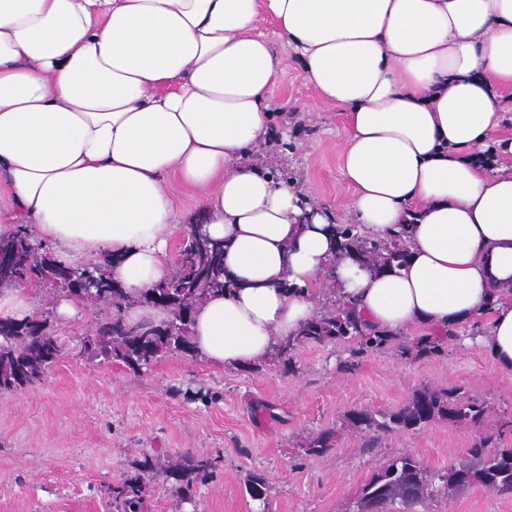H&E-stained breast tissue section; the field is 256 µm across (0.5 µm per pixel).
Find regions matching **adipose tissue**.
I'll return each mask as SVG.
<instances>
[{
  "instance_id": "ef3b65f1",
  "label": "adipose tissue",
  "mask_w": 512,
  "mask_h": 512,
  "mask_svg": "<svg viewBox=\"0 0 512 512\" xmlns=\"http://www.w3.org/2000/svg\"><path fill=\"white\" fill-rule=\"evenodd\" d=\"M262 10L319 100L344 108L349 208L365 236L406 230L405 266L340 257L329 214L251 163L284 74L253 33ZM510 88L512 0H0V235L27 225L71 266L110 257L138 294L203 225L237 283L191 326L216 367L269 359L316 315L332 264L373 328L441 335L491 314L481 342L509 373L512 164L479 154L512 155Z\"/></svg>"
}]
</instances>
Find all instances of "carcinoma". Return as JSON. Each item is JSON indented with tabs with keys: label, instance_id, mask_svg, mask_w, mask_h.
<instances>
[{
	"label": "carcinoma",
	"instance_id": "1",
	"mask_svg": "<svg viewBox=\"0 0 512 512\" xmlns=\"http://www.w3.org/2000/svg\"><path fill=\"white\" fill-rule=\"evenodd\" d=\"M336 235L341 251L349 256L358 254L375 272L400 267L408 256L403 231L388 240L371 239L363 236L355 224H339ZM180 253L182 258L168 279L132 297L111 278V260L106 258L92 268L63 266L54 259L49 246L32 240L28 228L19 225L8 236H0V283L42 284L101 310L92 325L97 354L138 371L168 352L193 353L191 326L197 305L212 295H229L236 287L224 275V243L190 235ZM320 296L326 297L327 303L318 315L274 346L273 355L283 366L293 367L295 352L309 344L351 340L355 352L364 353L381 350L396 339L384 330L368 328L351 300L336 297L331 277H325ZM132 304L160 308L167 317L156 328L133 324L125 317V309ZM457 339L455 333L419 336L403 349L433 355L441 352L445 343ZM61 354L51 311L45 309L20 322L0 320V391L42 383ZM490 413L488 406L455 390L421 389L400 407L390 411L354 410L347 421L355 431L389 434L415 430L436 419L452 425H480ZM330 441L331 432L321 431L310 439L305 451L319 455L330 447ZM488 441L487 437L480 439L446 469L433 470L411 455L390 460L362 485L347 512H391L394 508L419 512L417 507L439 498L449 500L474 484L492 492H512V448H490ZM167 470L182 482L183 497L190 499L198 485L214 478L215 463L207 456H174L167 461ZM155 478L154 465L147 459L124 476L112 487L116 512H144ZM247 490L253 499H264L265 477L250 474Z\"/></svg>",
	"mask_w": 512,
	"mask_h": 512
}]
</instances>
